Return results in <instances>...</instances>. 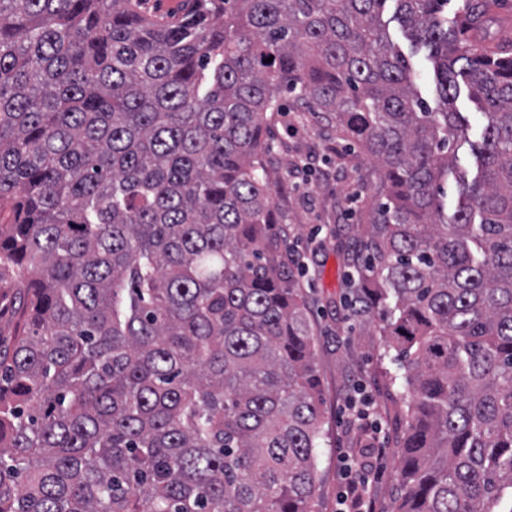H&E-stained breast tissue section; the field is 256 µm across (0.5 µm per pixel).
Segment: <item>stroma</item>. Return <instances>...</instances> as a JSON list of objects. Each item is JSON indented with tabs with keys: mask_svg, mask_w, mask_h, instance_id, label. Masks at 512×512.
<instances>
[{
	"mask_svg": "<svg viewBox=\"0 0 512 512\" xmlns=\"http://www.w3.org/2000/svg\"><path fill=\"white\" fill-rule=\"evenodd\" d=\"M393 13L389 7L383 14L389 37L409 56L418 91L436 103L433 64L425 51L413 50ZM283 101L284 113L268 129V166L276 180L274 201L288 233V256L306 261L299 284L309 306L327 433L315 510L336 512L342 490L338 456L351 445L345 397L358 387L375 407L386 448L382 469L371 483L376 512H391L402 403L384 375L377 323L357 321L340 302L345 292L342 256L352 248L347 228L365 222L372 204L374 189L365 183L371 163L358 151H347L345 140L318 113L292 96Z\"/></svg>",
	"mask_w": 512,
	"mask_h": 512,
	"instance_id": "stroma-1",
	"label": "stroma"
}]
</instances>
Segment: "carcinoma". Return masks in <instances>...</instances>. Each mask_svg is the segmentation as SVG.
<instances>
[{
  "instance_id": "carcinoma-1",
  "label": "carcinoma",
  "mask_w": 512,
  "mask_h": 512,
  "mask_svg": "<svg viewBox=\"0 0 512 512\" xmlns=\"http://www.w3.org/2000/svg\"><path fill=\"white\" fill-rule=\"evenodd\" d=\"M488 8L0 0V288L26 289L0 307V512H315V340L266 161L285 93L378 174L344 262L401 370L393 512L512 502V54L469 39ZM394 13V7L387 5L383 14V21L387 22L388 34L390 39L408 56L413 67V79L415 86L421 95L427 99L432 107H436L437 97L435 93V81L433 63L427 57V52L423 49L413 53L411 41L408 39L404 28L394 19H391ZM458 112H463V115L468 120L467 136L473 144L481 142V134L483 130V121L480 112L475 108L474 104L469 100L468 92L465 85L461 87V94L455 102Z\"/></svg>"
}]
</instances>
